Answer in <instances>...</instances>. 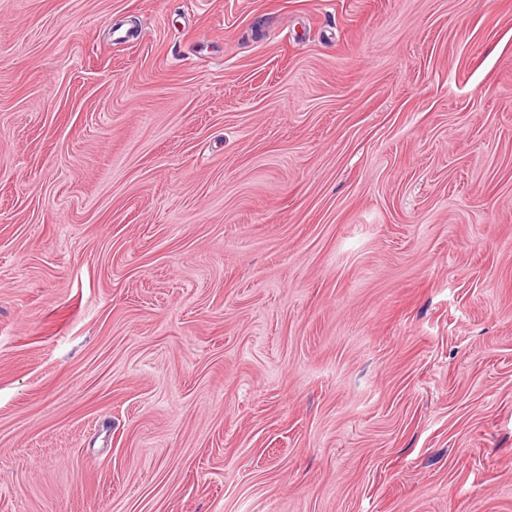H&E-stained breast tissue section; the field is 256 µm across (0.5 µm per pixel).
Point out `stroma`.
<instances>
[{"instance_id":"35a3bbf8","label":"stroma","mask_w":512,"mask_h":512,"mask_svg":"<svg viewBox=\"0 0 512 512\" xmlns=\"http://www.w3.org/2000/svg\"><path fill=\"white\" fill-rule=\"evenodd\" d=\"M0 512H512V0H0Z\"/></svg>"}]
</instances>
